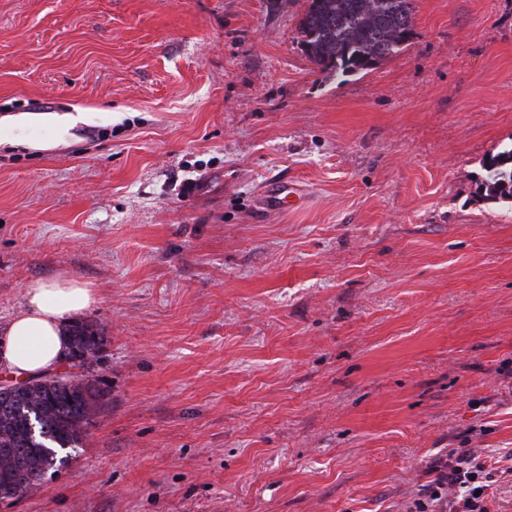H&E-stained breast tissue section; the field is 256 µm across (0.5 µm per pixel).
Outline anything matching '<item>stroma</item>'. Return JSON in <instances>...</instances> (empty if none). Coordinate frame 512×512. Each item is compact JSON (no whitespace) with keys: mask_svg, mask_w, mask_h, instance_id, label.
I'll list each match as a JSON object with an SVG mask.
<instances>
[{"mask_svg":"<svg viewBox=\"0 0 512 512\" xmlns=\"http://www.w3.org/2000/svg\"><path fill=\"white\" fill-rule=\"evenodd\" d=\"M414 6L339 76L306 0H0V116L87 117L0 145V330L67 273L109 336L77 460L0 512H408L512 452V0ZM47 113L45 115H41L44 117L45 121L50 124L58 138H63L69 135L70 130L80 121H84V117L78 115L74 116L69 114L68 112L59 113V112H42ZM485 177L477 189L482 201L512 206V149L493 155L485 164ZM502 458L512 461V452L496 459L483 456L478 448L449 449L448 458L430 465L429 474L434 476L426 485L425 499L415 500L409 512H492L489 490ZM429 503L438 510L429 511Z\"/></svg>","mask_w":512,"mask_h":512,"instance_id":"stroma-1","label":"stroma"}]
</instances>
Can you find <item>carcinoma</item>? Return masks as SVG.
I'll use <instances>...</instances> for the list:
<instances>
[{
	"mask_svg": "<svg viewBox=\"0 0 512 512\" xmlns=\"http://www.w3.org/2000/svg\"><path fill=\"white\" fill-rule=\"evenodd\" d=\"M413 0H307L299 20L307 56L323 69L365 71L398 54L412 37ZM477 189L481 200L512 204V149L489 158ZM79 376L36 382L0 398V499L41 486L49 470L68 464L62 451L82 447L105 395L88 376L107 336L76 322L69 330Z\"/></svg>",
	"mask_w": 512,
	"mask_h": 512,
	"instance_id": "cac0c4a2",
	"label": "carcinoma"
}]
</instances>
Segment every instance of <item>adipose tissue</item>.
I'll return each mask as SVG.
<instances>
[{"label": "adipose tissue", "instance_id": "adipose-tissue-1", "mask_svg": "<svg viewBox=\"0 0 512 512\" xmlns=\"http://www.w3.org/2000/svg\"><path fill=\"white\" fill-rule=\"evenodd\" d=\"M96 300L87 283L67 274L29 282L22 308L0 334V372L25 381L58 369L68 343L65 325Z\"/></svg>", "mask_w": 512, "mask_h": 512}]
</instances>
